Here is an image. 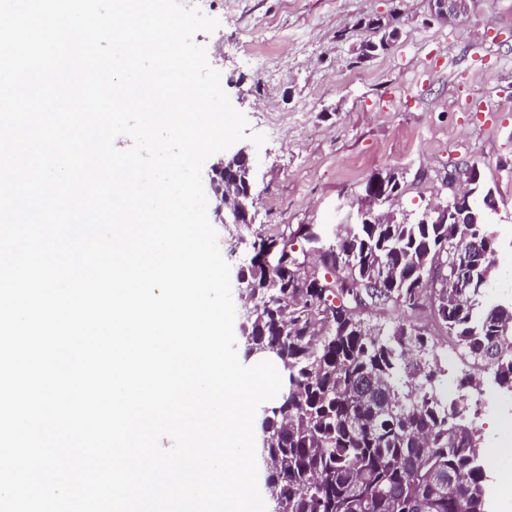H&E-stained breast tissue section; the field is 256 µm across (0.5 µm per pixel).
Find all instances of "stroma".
Instances as JSON below:
<instances>
[{"label":"stroma","mask_w":512,"mask_h":512,"mask_svg":"<svg viewBox=\"0 0 512 512\" xmlns=\"http://www.w3.org/2000/svg\"><path fill=\"white\" fill-rule=\"evenodd\" d=\"M184 2L218 19L194 41L248 120L240 145L255 161V222L216 227L232 270L249 264L259 234L306 224L332 240L375 174H398L384 208L413 220L448 200L449 173L474 164L499 201L485 217L500 243L489 292L512 296V0H472L451 23L429 0ZM389 15L399 38L360 59V20ZM273 36L288 39L281 56L264 71L248 65L245 45Z\"/></svg>","instance_id":"obj_1"}]
</instances>
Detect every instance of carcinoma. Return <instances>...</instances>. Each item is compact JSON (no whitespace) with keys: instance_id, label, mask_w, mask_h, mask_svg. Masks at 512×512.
Wrapping results in <instances>:
<instances>
[{"instance_id":"1","label":"carcinoma","mask_w":512,"mask_h":512,"mask_svg":"<svg viewBox=\"0 0 512 512\" xmlns=\"http://www.w3.org/2000/svg\"><path fill=\"white\" fill-rule=\"evenodd\" d=\"M470 192L455 224L340 225L315 277L292 249L281 267L265 265L267 237L256 236L244 293L260 308L243 338L246 354H274L288 383L262 419L279 512H490L483 438L437 389L433 336L413 317L377 328L360 309L366 297L398 313L429 310L468 360L458 388L491 376L512 393V302L487 298L498 242L474 210L494 190L480 178ZM465 235L476 259L460 293L448 277ZM454 475L462 482L440 491Z\"/></svg>"}]
</instances>
